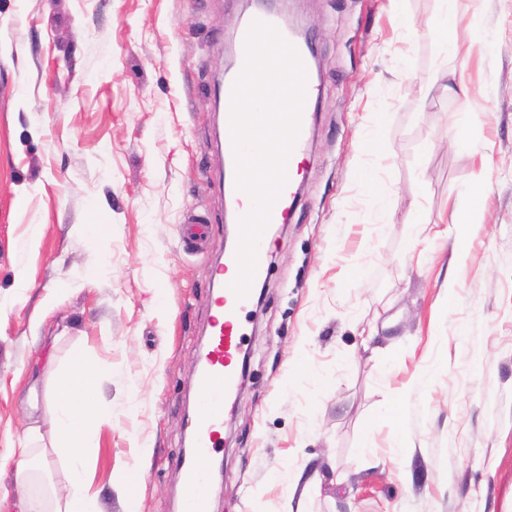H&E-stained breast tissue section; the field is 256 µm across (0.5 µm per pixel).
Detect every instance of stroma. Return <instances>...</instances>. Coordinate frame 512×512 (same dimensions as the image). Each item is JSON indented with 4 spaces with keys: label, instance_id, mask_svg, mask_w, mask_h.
Returning a JSON list of instances; mask_svg holds the SVG:
<instances>
[{
    "label": "stroma",
    "instance_id": "1",
    "mask_svg": "<svg viewBox=\"0 0 512 512\" xmlns=\"http://www.w3.org/2000/svg\"><path fill=\"white\" fill-rule=\"evenodd\" d=\"M251 8L0 0V456L37 429L35 495L68 487L54 383L79 348L109 412L86 454L100 512H125L124 474L138 512H177L212 265L236 236L215 80ZM279 8L315 47L318 112L214 512H285L297 468L319 475L307 512H512V0H460L445 60L438 0H407L409 36L390 0ZM380 124L387 155H364ZM191 214L209 218L198 250Z\"/></svg>",
    "mask_w": 512,
    "mask_h": 512
}]
</instances>
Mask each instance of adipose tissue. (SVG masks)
Segmentation results:
<instances>
[{
	"label": "adipose tissue",
	"instance_id": "adipose-tissue-1",
	"mask_svg": "<svg viewBox=\"0 0 512 512\" xmlns=\"http://www.w3.org/2000/svg\"><path fill=\"white\" fill-rule=\"evenodd\" d=\"M99 372L98 366L77 351L71 356L69 370L56 380L61 397L57 405L59 441L69 456L70 483L66 495L55 499L48 512H99L95 497L88 491L82 463V451L88 445L94 423L107 417L102 408L88 399Z\"/></svg>",
	"mask_w": 512,
	"mask_h": 512
}]
</instances>
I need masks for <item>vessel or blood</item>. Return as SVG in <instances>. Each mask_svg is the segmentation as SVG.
I'll list each match as a JSON object with an SVG mask.
<instances>
[{
    "label": "vessel or blood",
    "mask_w": 512,
    "mask_h": 512,
    "mask_svg": "<svg viewBox=\"0 0 512 512\" xmlns=\"http://www.w3.org/2000/svg\"><path fill=\"white\" fill-rule=\"evenodd\" d=\"M257 21L277 28L282 39H289V31L279 26L277 18L270 11L262 8L254 9L247 16L246 24L239 32L240 39H247L251 23ZM293 193V182H285L275 207L270 210V223L288 222L290 211L287 203ZM238 267V259L233 256L226 262L216 264L213 269L214 279L224 281L225 287L212 297L209 343L200 357L201 365L196 378L199 407L191 422L195 446L193 453L181 463V512H213L207 466L223 444L225 397L232 391L238 378V360L245 340L241 315L251 301L250 296H238L233 288Z\"/></svg>",
    "instance_id": "obj_1"
}]
</instances>
